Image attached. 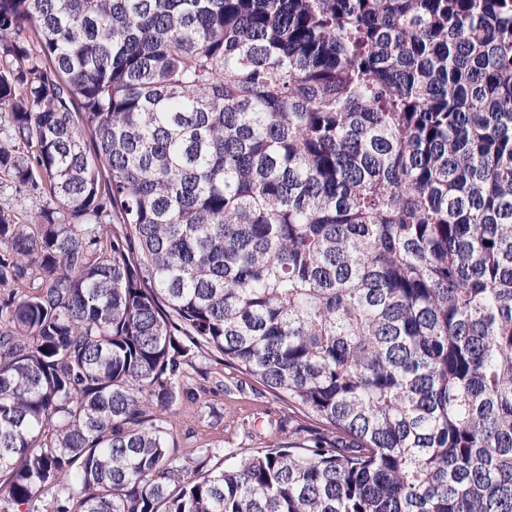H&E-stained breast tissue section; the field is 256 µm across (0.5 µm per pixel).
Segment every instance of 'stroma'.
Wrapping results in <instances>:
<instances>
[{
  "instance_id": "stroma-1",
  "label": "stroma",
  "mask_w": 512,
  "mask_h": 512,
  "mask_svg": "<svg viewBox=\"0 0 512 512\" xmlns=\"http://www.w3.org/2000/svg\"><path fill=\"white\" fill-rule=\"evenodd\" d=\"M291 415L292 432L278 433L282 443H303L296 427H313L311 417L289 411L287 404L260 385L241 381L219 356H200L185 367L183 389L172 405L174 436L172 454L180 462L198 459L205 448L247 451L258 442L246 434V424L265 432L268 417Z\"/></svg>"
}]
</instances>
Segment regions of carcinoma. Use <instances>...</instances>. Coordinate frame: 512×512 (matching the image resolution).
I'll list each match as a JSON object with an SVG mask.
<instances>
[{
    "label": "carcinoma",
    "mask_w": 512,
    "mask_h": 512,
    "mask_svg": "<svg viewBox=\"0 0 512 512\" xmlns=\"http://www.w3.org/2000/svg\"><path fill=\"white\" fill-rule=\"evenodd\" d=\"M3 109L0 512H512V0H0ZM57 205L38 195H22L16 192L12 181L0 174V208H12L19 222L28 223L41 208ZM191 361L185 365L183 389L171 411L175 425L170 450L181 463L198 459L205 448H220L222 455L224 448L244 452L260 446L261 440L245 433L248 422H255V428L263 434L261 439L272 437L291 446H301L307 436L306 432L295 434L296 427L314 428L316 421L311 417L288 410V404L271 392L241 379L236 371L224 366L220 356L203 355ZM224 384L231 386L230 393L224 391ZM288 413L292 417L290 433L288 427L285 432L271 433L266 429L269 416L288 417Z\"/></svg>",
    "instance_id": "obj_1"
}]
</instances>
